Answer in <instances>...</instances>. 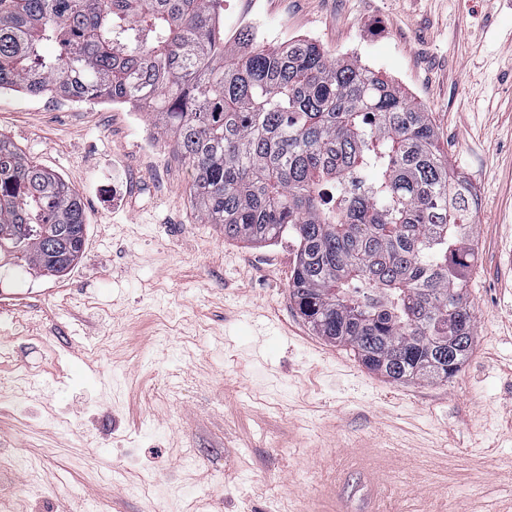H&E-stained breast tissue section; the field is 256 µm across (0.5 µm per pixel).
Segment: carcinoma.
Wrapping results in <instances>:
<instances>
[{"instance_id":"obj_1","label":"carcinoma","mask_w":512,"mask_h":512,"mask_svg":"<svg viewBox=\"0 0 512 512\" xmlns=\"http://www.w3.org/2000/svg\"><path fill=\"white\" fill-rule=\"evenodd\" d=\"M221 2L0 0V91L150 107L202 223L297 241L288 288L317 335L392 382L448 381L475 330L476 198L429 113L308 39L234 52ZM25 226L18 267L84 250L80 195L0 134V242Z\"/></svg>"}]
</instances>
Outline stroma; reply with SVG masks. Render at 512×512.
<instances>
[{
	"label": "stroma",
	"instance_id": "obj_1",
	"mask_svg": "<svg viewBox=\"0 0 512 512\" xmlns=\"http://www.w3.org/2000/svg\"><path fill=\"white\" fill-rule=\"evenodd\" d=\"M238 51L306 38L429 112L476 189L475 332L445 382L317 336L295 243L225 238L143 109L0 92V134L87 217L64 276L0 268L8 512H512V0H224Z\"/></svg>",
	"mask_w": 512,
	"mask_h": 512
}]
</instances>
